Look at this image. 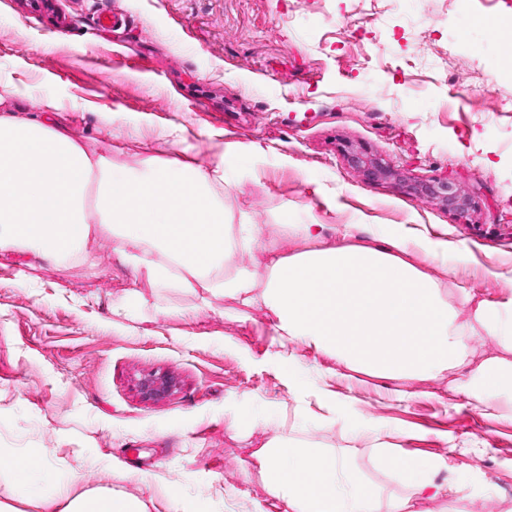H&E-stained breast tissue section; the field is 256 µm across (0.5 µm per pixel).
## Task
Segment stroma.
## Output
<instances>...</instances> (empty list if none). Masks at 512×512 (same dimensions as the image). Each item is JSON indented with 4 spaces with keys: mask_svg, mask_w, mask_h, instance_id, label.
I'll list each match as a JSON object with an SVG mask.
<instances>
[{
    "mask_svg": "<svg viewBox=\"0 0 512 512\" xmlns=\"http://www.w3.org/2000/svg\"><path fill=\"white\" fill-rule=\"evenodd\" d=\"M7 87L20 91L13 111L54 100L71 136L117 161L223 164L224 207L253 224L285 210L331 242L347 224L425 225L469 255L428 265L449 302L512 300V0H0ZM348 144L405 184L362 181ZM446 176L474 195L467 215L408 191ZM133 285L107 239L91 266L0 260V448L65 439L151 512H170L173 493L209 512H286L253 456L285 432L347 453L361 482L410 498V512L446 501L412 496L394 457L429 461L468 512L512 505V420L447 381L352 379L302 347L289 377L266 356L262 313L222 319L177 292L135 331L111 314ZM150 374L175 389L144 400ZM331 407L335 426L320 425ZM355 417L400 431L390 457L353 439Z\"/></svg>",
    "mask_w": 512,
    "mask_h": 512,
    "instance_id": "obj_1",
    "label": "stroma"
}]
</instances>
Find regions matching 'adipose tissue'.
<instances>
[{
  "mask_svg": "<svg viewBox=\"0 0 512 512\" xmlns=\"http://www.w3.org/2000/svg\"><path fill=\"white\" fill-rule=\"evenodd\" d=\"M57 105L41 119L0 113V257L24 254L55 265H82L102 237L135 276L112 302L133 324L163 312L167 292L228 299L260 311L278 337L271 356L285 375L299 365L294 345L346 364L352 372L405 379L442 378L468 367L459 392L488 413L512 403V309L478 302L468 319L421 263H466L428 229L385 231L365 225L328 243L324 225L231 223L221 191L224 167L142 157L129 166L98 155L62 130ZM304 247L287 250L288 241ZM497 355L469 368L470 341ZM256 456L268 492L289 512H407L410 501L361 484L334 451L276 434ZM68 458L53 471L50 458ZM90 462L66 448H0L9 485L0 512H149V502L108 485L79 490Z\"/></svg>",
  "mask_w": 512,
  "mask_h": 512,
  "instance_id": "obj_1",
  "label": "adipose tissue"
}]
</instances>
